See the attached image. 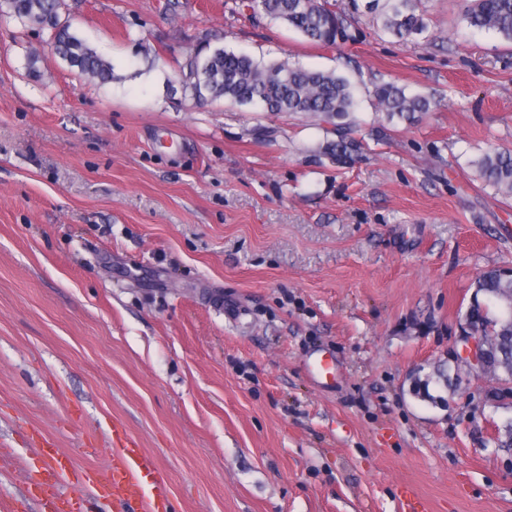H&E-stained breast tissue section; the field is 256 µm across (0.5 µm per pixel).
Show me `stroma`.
<instances>
[{
    "instance_id": "stroma-1",
    "label": "stroma",
    "mask_w": 512,
    "mask_h": 512,
    "mask_svg": "<svg viewBox=\"0 0 512 512\" xmlns=\"http://www.w3.org/2000/svg\"><path fill=\"white\" fill-rule=\"evenodd\" d=\"M65 2L112 83L0 19V512H44L42 437L97 474L58 498L100 494L116 422L172 512H512V397L449 361L476 278L512 267V198L473 166L512 151V44L465 0H428L415 41L359 12L330 47L240 0ZM207 44L346 75L363 154H321L325 121L185 97ZM375 78L430 111L388 121ZM442 361L438 408L410 378Z\"/></svg>"
}]
</instances>
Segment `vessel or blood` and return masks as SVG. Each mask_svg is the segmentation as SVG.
<instances>
[{"label":"vessel or blood","instance_id":"vessel-or-blood-1","mask_svg":"<svg viewBox=\"0 0 512 512\" xmlns=\"http://www.w3.org/2000/svg\"><path fill=\"white\" fill-rule=\"evenodd\" d=\"M112 433L117 443L112 454L113 512H168L167 488L151 461L121 426H114ZM42 455L47 487H54L59 480L73 475L72 463L64 454L46 448Z\"/></svg>","mask_w":512,"mask_h":512}]
</instances>
